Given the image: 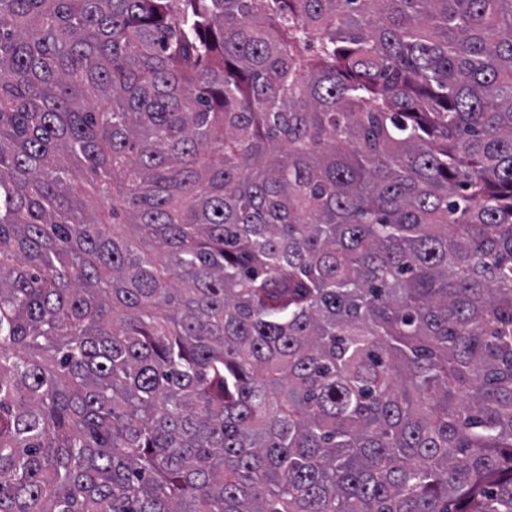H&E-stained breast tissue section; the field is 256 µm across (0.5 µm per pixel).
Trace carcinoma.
<instances>
[{
  "mask_svg": "<svg viewBox=\"0 0 512 512\" xmlns=\"http://www.w3.org/2000/svg\"><path fill=\"white\" fill-rule=\"evenodd\" d=\"M0 512H512V0H0Z\"/></svg>",
  "mask_w": 512,
  "mask_h": 512,
  "instance_id": "1",
  "label": "carcinoma"
}]
</instances>
